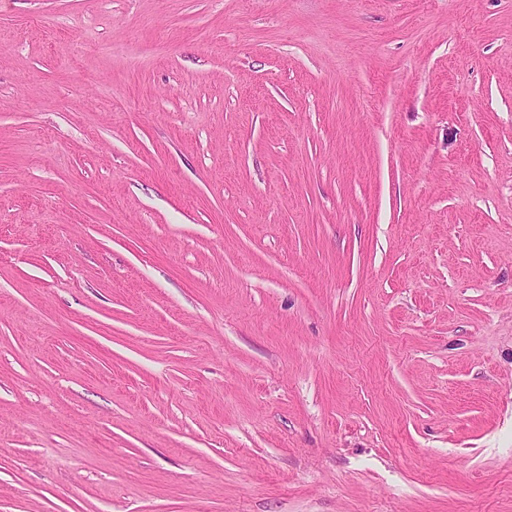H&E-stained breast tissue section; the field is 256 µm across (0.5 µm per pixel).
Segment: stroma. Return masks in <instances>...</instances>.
Returning a JSON list of instances; mask_svg holds the SVG:
<instances>
[{
	"label": "stroma",
	"instance_id": "obj_1",
	"mask_svg": "<svg viewBox=\"0 0 512 512\" xmlns=\"http://www.w3.org/2000/svg\"><path fill=\"white\" fill-rule=\"evenodd\" d=\"M0 512H512V0H0Z\"/></svg>",
	"mask_w": 512,
	"mask_h": 512
}]
</instances>
